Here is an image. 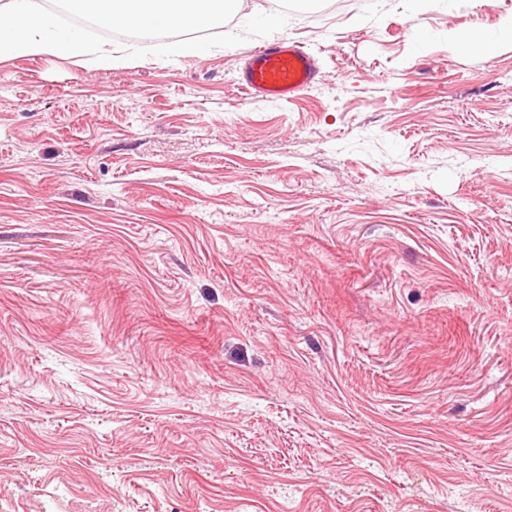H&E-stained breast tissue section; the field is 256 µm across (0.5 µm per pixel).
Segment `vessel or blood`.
I'll return each mask as SVG.
<instances>
[{"label":"vessel or blood","instance_id":"vessel-or-blood-1","mask_svg":"<svg viewBox=\"0 0 512 512\" xmlns=\"http://www.w3.org/2000/svg\"><path fill=\"white\" fill-rule=\"evenodd\" d=\"M319 73L312 54L293 41L281 39L252 52L236 82L247 96L281 102L312 86Z\"/></svg>","mask_w":512,"mask_h":512}]
</instances>
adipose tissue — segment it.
Here are the masks:
<instances>
[{
  "label": "adipose tissue",
  "mask_w": 512,
  "mask_h": 512,
  "mask_svg": "<svg viewBox=\"0 0 512 512\" xmlns=\"http://www.w3.org/2000/svg\"><path fill=\"white\" fill-rule=\"evenodd\" d=\"M105 27L200 31L224 22V0H84ZM95 53L103 65L113 62L112 47H89L83 33L60 25L43 0H0V59L43 55L80 57Z\"/></svg>",
  "instance_id": "adipose-tissue-1"
}]
</instances>
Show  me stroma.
<instances>
[{
	"instance_id": "obj_1",
	"label": "stroma",
	"mask_w": 512,
	"mask_h": 512,
	"mask_svg": "<svg viewBox=\"0 0 512 512\" xmlns=\"http://www.w3.org/2000/svg\"><path fill=\"white\" fill-rule=\"evenodd\" d=\"M248 10L0 60V512H512V0ZM448 36L463 50L469 49L473 44H478L479 48L490 56L493 55L501 42H512V17L500 22L496 28L482 31L477 35L450 30ZM319 73L312 54L293 41L281 39L252 52L236 82L249 97L281 102L312 86Z\"/></svg>"
}]
</instances>
